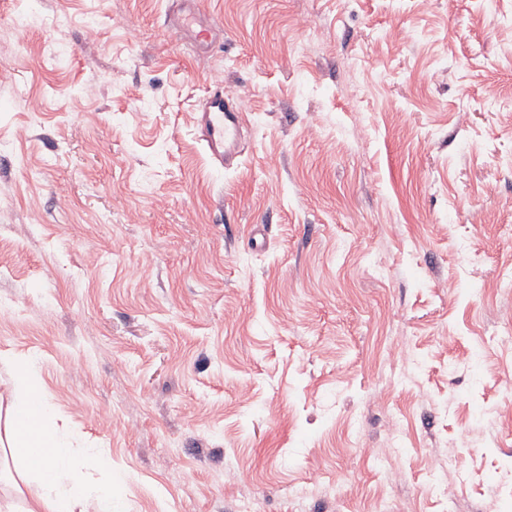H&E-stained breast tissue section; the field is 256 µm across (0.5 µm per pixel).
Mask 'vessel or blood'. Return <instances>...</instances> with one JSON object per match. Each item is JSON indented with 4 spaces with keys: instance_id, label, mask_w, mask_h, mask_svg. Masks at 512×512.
<instances>
[{
    "instance_id": "vessel-or-blood-1",
    "label": "vessel or blood",
    "mask_w": 512,
    "mask_h": 512,
    "mask_svg": "<svg viewBox=\"0 0 512 512\" xmlns=\"http://www.w3.org/2000/svg\"><path fill=\"white\" fill-rule=\"evenodd\" d=\"M173 25L189 35L199 48L210 45L212 26L197 20L188 9H181L173 16ZM198 126L205 148L213 162L222 168L232 165L242 154V109L224 94V84L212 82L201 99Z\"/></svg>"
}]
</instances>
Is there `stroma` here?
<instances>
[{
    "instance_id": "1",
    "label": "stroma",
    "mask_w": 512,
    "mask_h": 512,
    "mask_svg": "<svg viewBox=\"0 0 512 512\" xmlns=\"http://www.w3.org/2000/svg\"><path fill=\"white\" fill-rule=\"evenodd\" d=\"M194 6L0 0V353L123 512H512V0ZM172 23L183 34L189 35L201 49L209 47L212 28L217 26L215 21L208 22L207 24L198 21L196 15L185 8L173 16ZM198 126L205 148L213 162L228 168L242 154V109L224 94V83L214 81L201 99Z\"/></svg>"
}]
</instances>
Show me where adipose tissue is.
Wrapping results in <instances>:
<instances>
[{"label":"adipose tissue","instance_id":"adipose-tissue-1","mask_svg":"<svg viewBox=\"0 0 512 512\" xmlns=\"http://www.w3.org/2000/svg\"><path fill=\"white\" fill-rule=\"evenodd\" d=\"M10 386L12 401L0 420V450L10 454L21 482L38 483L24 512H119L111 485L97 484L85 473L89 467L110 470L108 458L60 424L37 363L13 362Z\"/></svg>","mask_w":512,"mask_h":512}]
</instances>
